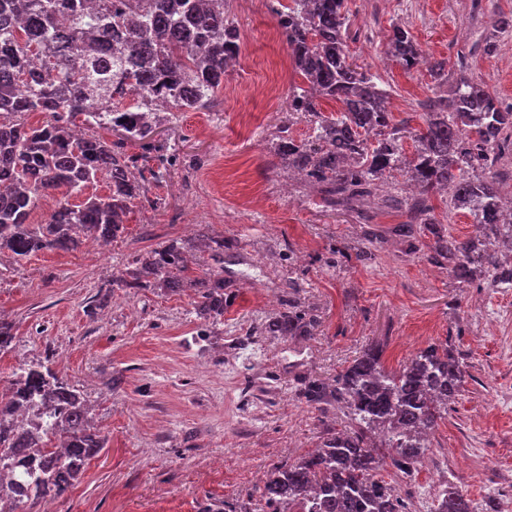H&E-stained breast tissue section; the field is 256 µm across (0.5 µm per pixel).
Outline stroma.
Segmentation results:
<instances>
[{
  "label": "stroma",
  "mask_w": 512,
  "mask_h": 512,
  "mask_svg": "<svg viewBox=\"0 0 512 512\" xmlns=\"http://www.w3.org/2000/svg\"><path fill=\"white\" fill-rule=\"evenodd\" d=\"M350 50L380 76L395 119L423 125L419 102L442 93L431 62L463 61L503 106L512 105V33L480 48L512 0H348ZM241 36L237 64L206 107L154 123V143L175 146L182 164L148 185L124 233L107 246L42 250L0 273V316L14 327L0 377L51 357L75 385L108 445L81 480L33 512H205L228 502L253 507L271 469L315 448L322 415L297 396L303 375L328 378L371 343L399 368L434 344L461 357L464 383L407 476L382 475L408 512L419 497L466 490L484 512L512 502V288L459 285L431 265L427 245L405 252L388 236L397 216L377 200L364 205L384 234L368 261L326 259L334 244L359 246L364 227L348 211L324 208L315 189L287 183L269 139L288 116L302 80L284 64L286 43L270 0H232ZM405 25L427 63L404 71L384 53L392 24ZM236 239L224 275L239 288L223 324L193 312L194 289L166 294L118 287L140 257L198 234ZM300 284V299L320 325L306 340L260 336L239 341L277 312L280 284ZM101 299L96 317L87 306Z\"/></svg>",
  "instance_id": "35a3bbf8"
}]
</instances>
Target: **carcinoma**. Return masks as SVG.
<instances>
[{
	"mask_svg": "<svg viewBox=\"0 0 512 512\" xmlns=\"http://www.w3.org/2000/svg\"><path fill=\"white\" fill-rule=\"evenodd\" d=\"M227 0H139L119 12L112 0H0V256L18 263L45 250L75 251L87 239L109 241L125 229L134 202L147 198V180L158 181L179 162L149 141L146 111L122 105L126 93L156 97L166 109L206 106L224 84L240 52V33ZM295 71L308 88L290 96L288 117L306 119L312 134L297 140L291 122L277 128L270 152L285 168L304 173L325 207L355 210L379 183L400 172L417 193L394 191L384 207L406 215L400 235L433 237L427 259L462 282L478 277L494 288H512V263L494 244L512 242V220L503 214L496 167L512 156V107L504 108L482 82L462 76L447 95L430 100L424 127L396 123L387 90L349 51L347 0H290L277 12ZM69 24L59 26L61 18ZM386 54L405 70L424 61L410 32L392 25ZM341 109L329 115L320 103ZM42 112L27 127L11 120ZM83 117L84 131L74 130ZM118 134L110 143L99 130ZM411 139L414 153H403ZM128 144L141 152L124 151ZM157 162V167L149 165ZM148 171L137 180L131 172ZM104 179L105 196L63 203L43 224L30 223L43 196L61 187L80 193ZM449 195L452 209L467 212L475 235L447 234L432 204ZM357 211V210H355ZM364 218L362 211H357ZM211 264L193 275L198 244L172 241L154 249L118 278L122 288L195 289L196 314L218 319L233 295L224 282V253L234 242L207 238ZM299 284H284L282 310L253 326L248 336L299 339L314 335L319 316L306 310ZM463 378L462 361L446 346L418 351L386 369L383 347L368 346L331 380L301 379L306 403L345 410L346 428L324 430L311 452L271 470L260 508L247 512H407L396 488L380 472L387 464L405 475L431 447L438 421L448 414ZM56 416L52 430L32 431L35 407ZM84 398L45 357L20 366L0 389V512H26L64 493L106 447ZM433 512H477L467 491H444Z\"/></svg>",
	"mask_w": 512,
	"mask_h": 512,
	"instance_id": "obj_1",
	"label": "carcinoma"
}]
</instances>
